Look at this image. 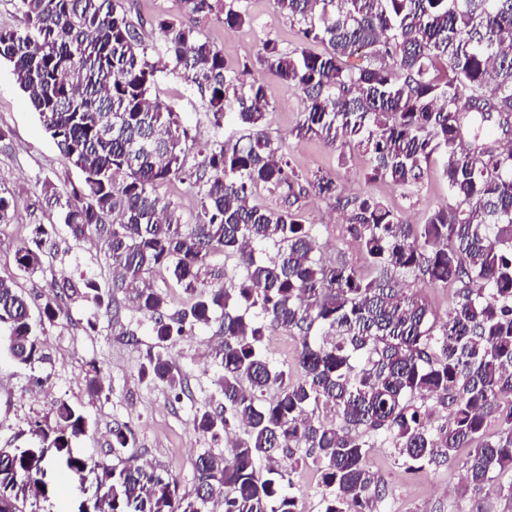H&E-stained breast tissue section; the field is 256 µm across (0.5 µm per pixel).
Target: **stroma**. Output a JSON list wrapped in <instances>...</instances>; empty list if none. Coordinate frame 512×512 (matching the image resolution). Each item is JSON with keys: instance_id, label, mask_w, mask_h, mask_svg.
Masks as SVG:
<instances>
[{"instance_id": "obj_1", "label": "stroma", "mask_w": 512, "mask_h": 512, "mask_svg": "<svg viewBox=\"0 0 512 512\" xmlns=\"http://www.w3.org/2000/svg\"><path fill=\"white\" fill-rule=\"evenodd\" d=\"M121 4L149 43L159 40L155 20L179 13L177 0H121ZM246 6L253 19L248 26L227 29L207 19L195 22L229 64L240 67L254 61L269 38L281 47H295L297 27L278 11L274 0H247ZM255 80L265 85L270 102L264 126L294 168L328 176L346 196L371 195L415 224L446 199L447 188L436 171H429L420 187L408 194L388 181L367 180L368 158L361 152L340 143L330 147L315 138H296L294 130L304 110L300 90L257 68L240 76L236 86L245 92ZM152 94L178 112L196 142L218 135L205 113L207 94L197 86L164 68ZM81 180V173L64 159L19 89L11 65L0 60V194L12 199L11 219L0 224V277L14 279L35 316L54 284L66 278L76 282L90 278L112 293L111 315L96 314L92 303L78 299L69 302L66 314L44 323L38 336L45 360L19 365L0 350V448L35 446L32 427H55L54 410L65 401L89 422L88 433L72 438L70 446L88 457L92 466L145 463L176 479L181 491H190L198 454L229 447L225 435H202L191 423L196 410L224 404L220 369L213 358L222 338L214 328H198L169 343V358L187 382L184 393L141 377L146 352L154 343L150 322L124 293L114 290L112 264L96 232L74 240L61 224L57 207L46 201L47 191L66 196ZM300 204L308 223L316 228L323 259H343L365 270V255L347 233L335 198L311 195ZM38 224L48 232L41 264L20 271L17 252L30 245ZM93 363L103 375L104 390L99 394L87 386V370ZM116 425L127 429L129 443L115 450L111 430ZM369 442L368 462L386 489L377 512H454L464 491L458 461L465 457V449H458L456 461L413 472L402 464L387 435L370 436ZM291 478L299 512H322L323 488L316 465L300 464Z\"/></svg>"}]
</instances>
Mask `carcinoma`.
Returning <instances> with one entry per match:
<instances>
[{
	"instance_id": "1",
	"label": "carcinoma",
	"mask_w": 512,
	"mask_h": 512,
	"mask_svg": "<svg viewBox=\"0 0 512 512\" xmlns=\"http://www.w3.org/2000/svg\"><path fill=\"white\" fill-rule=\"evenodd\" d=\"M17 2L26 30L0 29V59L13 65L41 124L83 175L81 191L56 199L62 224L77 240L95 228L115 287L152 322L156 343L141 375L184 389L165 346L218 323L224 407L196 411L192 425L213 437L236 423L246 428L227 453L197 456L190 492L140 465L104 467L95 473L93 510L78 512H204L219 499L224 512H298L290 489L299 448L318 464L323 512H376L385 489L368 463L371 433L390 436L414 469L472 449L463 480L474 499L457 512H482L475 496L493 485L512 498V0H274L298 25L299 43L288 50L267 39L256 64L303 92L296 136L332 147L344 138L369 156L368 179L409 193L433 166L446 180L448 200L421 224L370 196H336L367 276L317 256L314 225L294 199L331 196L335 183L290 166L263 126L264 84L252 83L247 99L231 98L236 69L194 27L156 21L171 72L208 92L215 130L231 122L245 134L203 145L190 166L189 129L172 106L150 97L158 47L119 0ZM179 2L184 15L226 28L249 22L246 0ZM360 51L368 65H349ZM172 180L196 189L197 223H181L177 205L157 194ZM261 191L278 204L254 203ZM44 235L37 226L36 249L23 250L19 269L39 265ZM267 244L275 257H256ZM218 251L245 270L229 288L207 282L220 277L209 263ZM158 269L192 295L187 306L171 310L150 284ZM411 276L458 288L446 318H431L406 291ZM75 298L103 304L95 281L65 279L40 319L54 321ZM236 304L243 313L230 312ZM2 327L15 362L44 358L28 300L4 278ZM271 328L301 339L300 376L261 351ZM271 389L276 396L262 402ZM320 404L332 419H313L310 408ZM438 405L450 416L433 426ZM55 418L52 431L33 429L38 447L0 448V512H37L26 509L25 488L47 495L44 477L55 463L84 487L89 463L73 454L69 438L87 433V418L66 402ZM280 451L290 470L270 467L262 478L258 465Z\"/></svg>"
}]
</instances>
